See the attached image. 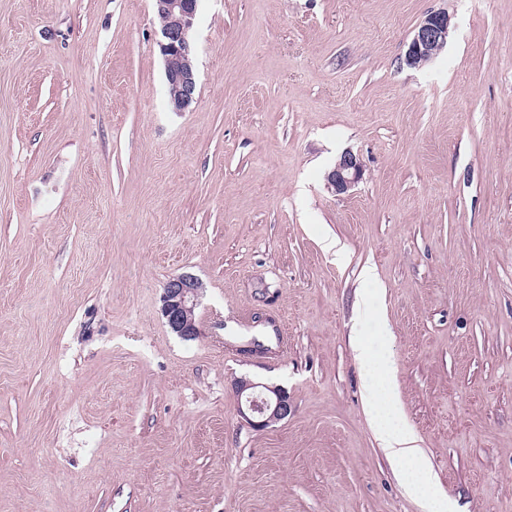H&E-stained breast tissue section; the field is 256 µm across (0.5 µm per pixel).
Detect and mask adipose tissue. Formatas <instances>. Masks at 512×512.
Masks as SVG:
<instances>
[{
	"instance_id": "ef3b65f1",
	"label": "adipose tissue",
	"mask_w": 512,
	"mask_h": 512,
	"mask_svg": "<svg viewBox=\"0 0 512 512\" xmlns=\"http://www.w3.org/2000/svg\"><path fill=\"white\" fill-rule=\"evenodd\" d=\"M352 349L356 357L370 368L364 382L370 399V413L375 421L384 425L380 435L381 446L395 464L400 479L410 493L422 501L424 512H456L454 503L442 497L436 489L417 436L398 422L391 363L378 360L375 346L363 337L353 339Z\"/></svg>"
}]
</instances>
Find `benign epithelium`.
Returning <instances> with one entry per match:
<instances>
[{"instance_id": "obj_1", "label": "benign epithelium", "mask_w": 512, "mask_h": 512, "mask_svg": "<svg viewBox=\"0 0 512 512\" xmlns=\"http://www.w3.org/2000/svg\"><path fill=\"white\" fill-rule=\"evenodd\" d=\"M161 20L166 84L172 88L169 104L176 112L187 109L196 91V73L191 65L193 55L189 31L196 16L197 0H155ZM449 18L444 12L430 14L417 28L405 54L410 66H420L430 50L443 46L448 38ZM363 166L351 152L343 153L327 175L328 185L337 194L348 192L361 179ZM202 290L198 278L183 274L170 279L164 289L162 312L170 330L191 339L197 336L195 308ZM238 411L254 428H267L288 418L292 403L279 386L240 379L235 383Z\"/></svg>"}]
</instances>
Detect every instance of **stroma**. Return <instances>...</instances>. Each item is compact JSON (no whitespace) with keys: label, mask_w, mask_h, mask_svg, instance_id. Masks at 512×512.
Returning a JSON list of instances; mask_svg holds the SVG:
<instances>
[{"label":"stroma","mask_w":512,"mask_h":512,"mask_svg":"<svg viewBox=\"0 0 512 512\" xmlns=\"http://www.w3.org/2000/svg\"><path fill=\"white\" fill-rule=\"evenodd\" d=\"M159 39L153 0H0V512H422L350 345L383 321L439 490L512 512V0H198L181 112ZM448 13L430 14L417 28L405 54L410 66H420L430 50L443 46L448 38ZM362 171L363 166L360 159L351 152H345L327 175L328 185L336 194H344L358 183ZM203 286L198 278L183 274L170 279L164 289L162 312L170 330L191 339L197 336L195 308ZM235 392L240 416L254 428H267L288 418L292 411L282 387L241 378L235 383Z\"/></svg>","instance_id":"stroma-1"}]
</instances>
